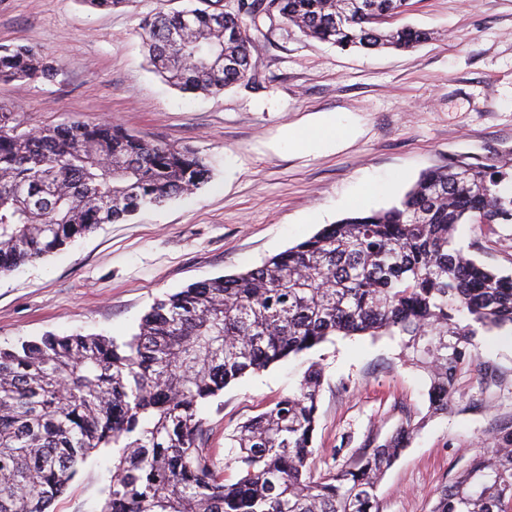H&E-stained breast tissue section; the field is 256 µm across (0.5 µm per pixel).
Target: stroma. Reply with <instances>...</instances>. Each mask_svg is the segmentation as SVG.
Returning a JSON list of instances; mask_svg holds the SVG:
<instances>
[{"instance_id":"35a3bbf8","label":"stroma","mask_w":512,"mask_h":512,"mask_svg":"<svg viewBox=\"0 0 512 512\" xmlns=\"http://www.w3.org/2000/svg\"><path fill=\"white\" fill-rule=\"evenodd\" d=\"M198 0H0V45L29 46L52 76L0 81V106L30 126L109 120L188 147L211 168L197 193L101 225L54 255L0 274V348L46 333L122 340L154 302L191 284L244 272L358 214L389 208L449 157L512 148V0H410L391 26L431 38L408 51H356L284 22L252 34L255 83L218 96L180 92L148 64L145 22ZM353 133L300 148L289 132L323 119ZM474 258L512 274V224L458 225ZM406 337L341 334L225 387L204 410L202 446L295 391L309 361L323 368L316 472L352 465L405 419L419 425L382 478V512H430L437 491L512 424V328L478 331L442 415H430L426 371ZM112 457L99 454L53 505L96 512Z\"/></svg>"}]
</instances>
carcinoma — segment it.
I'll return each mask as SVG.
<instances>
[{"label": "carcinoma", "instance_id": "obj_1", "mask_svg": "<svg viewBox=\"0 0 512 512\" xmlns=\"http://www.w3.org/2000/svg\"><path fill=\"white\" fill-rule=\"evenodd\" d=\"M194 21L160 11L144 28L169 84L219 95L256 81L251 29L269 20L342 48L408 50L430 32L385 29L408 0H201ZM53 67L0 45V79ZM211 178L189 149L110 122L24 126L0 107V274L46 258L101 224L192 193ZM460 224H512V155H459L423 173L397 204L345 218L262 266L192 284L154 303L118 343L45 334L0 348V512H49L93 456L112 452L99 512H381L378 481L416 429L401 424L353 465L311 468L322 368L225 435L217 465L200 448L201 407L230 382L328 337L407 335L430 376V413L448 411L477 328L512 325V275L455 245ZM469 320L462 326L459 318ZM459 343L448 346V337ZM431 512H512V427L442 488Z\"/></svg>", "mask_w": 512, "mask_h": 512}]
</instances>
